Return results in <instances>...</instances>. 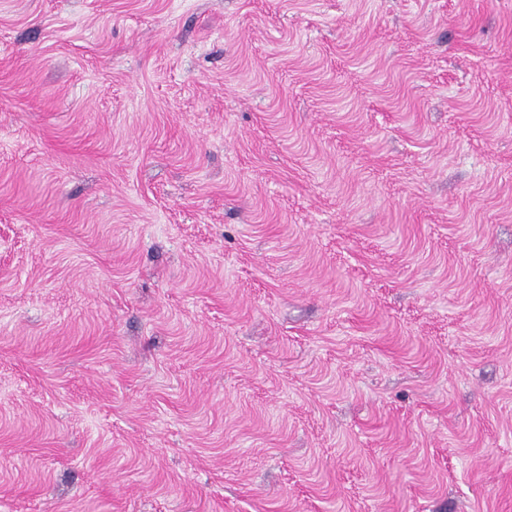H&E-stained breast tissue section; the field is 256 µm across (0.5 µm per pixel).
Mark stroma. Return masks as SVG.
<instances>
[{
    "instance_id": "obj_1",
    "label": "stroma",
    "mask_w": 512,
    "mask_h": 512,
    "mask_svg": "<svg viewBox=\"0 0 512 512\" xmlns=\"http://www.w3.org/2000/svg\"><path fill=\"white\" fill-rule=\"evenodd\" d=\"M0 512H512V0H0Z\"/></svg>"
}]
</instances>
